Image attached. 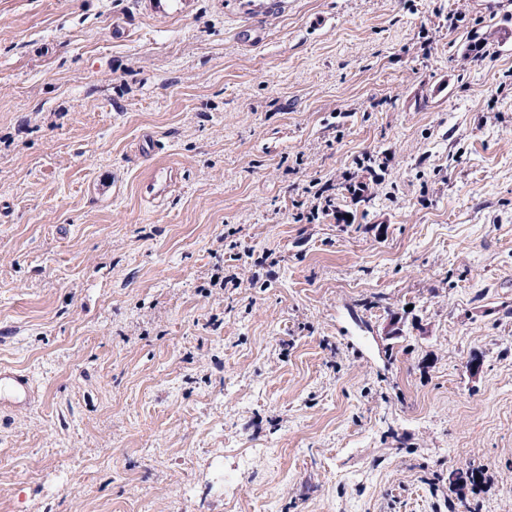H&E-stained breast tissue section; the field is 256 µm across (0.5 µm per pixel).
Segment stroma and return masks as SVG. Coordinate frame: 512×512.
Here are the masks:
<instances>
[{"instance_id":"stroma-1","label":"stroma","mask_w":512,"mask_h":512,"mask_svg":"<svg viewBox=\"0 0 512 512\" xmlns=\"http://www.w3.org/2000/svg\"><path fill=\"white\" fill-rule=\"evenodd\" d=\"M505 27L0 0V512H512ZM1 405L6 403H26L30 397L29 381L26 375L1 369L0 370Z\"/></svg>"}]
</instances>
